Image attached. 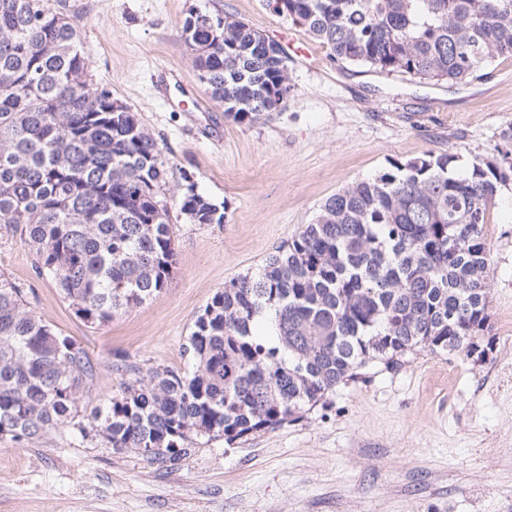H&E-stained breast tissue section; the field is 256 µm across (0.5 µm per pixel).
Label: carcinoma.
Instances as JSON below:
<instances>
[{
  "instance_id": "cac0c4a2",
  "label": "carcinoma",
  "mask_w": 512,
  "mask_h": 512,
  "mask_svg": "<svg viewBox=\"0 0 512 512\" xmlns=\"http://www.w3.org/2000/svg\"><path fill=\"white\" fill-rule=\"evenodd\" d=\"M336 61L458 83L512 56V0H274ZM67 0H0V230L20 236L74 314L101 325L164 290L175 264L157 140L88 78ZM201 82L225 116L254 123L292 90L287 57L232 16L183 23ZM427 152L329 197L255 274L216 292L194 322L190 372L135 363L80 419L95 370L83 348L26 308L0 273V435L71 425L115 451L178 462L199 438L227 443L297 421L372 363L480 349L488 328L485 224L512 165ZM194 224L224 213L183 174ZM267 321L269 335L255 331Z\"/></svg>"
}]
</instances>
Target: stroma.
Returning a JSON list of instances; mask_svg holds the SVG:
<instances>
[{
	"mask_svg": "<svg viewBox=\"0 0 512 512\" xmlns=\"http://www.w3.org/2000/svg\"><path fill=\"white\" fill-rule=\"evenodd\" d=\"M94 85L158 141L176 264L158 296L112 321L75 316L36 274L27 245L0 231V272L28 309L86 350L96 378L83 414L118 388L115 367L190 368L184 351L213 295L257 272L342 188L426 152L465 169L497 159L512 125V57L460 84L341 65L270 0H69ZM231 15L288 55L294 87L275 112L234 123L185 43L190 12ZM308 56L298 55V48ZM225 212L182 214L183 173ZM491 342L484 359L418 352L375 364L303 419L234 444L198 442L177 463L100 447L69 427L18 443L0 436V512H512V184L486 225Z\"/></svg>",
	"mask_w": 512,
	"mask_h": 512,
	"instance_id": "35a3bbf8",
	"label": "stroma"
}]
</instances>
